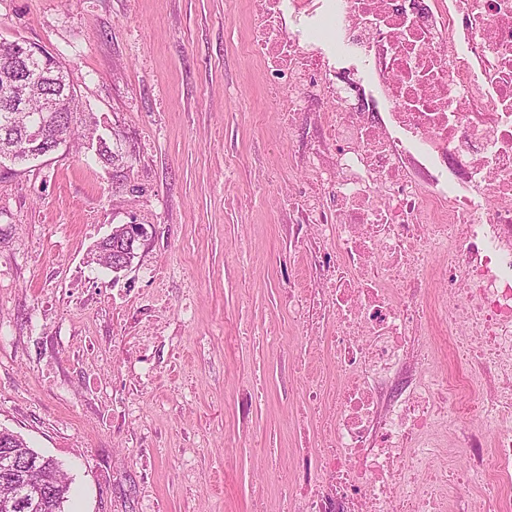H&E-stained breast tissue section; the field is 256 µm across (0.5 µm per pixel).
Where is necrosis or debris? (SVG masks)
<instances>
[{"label":"necrosis or debris","instance_id":"obj_1","mask_svg":"<svg viewBox=\"0 0 512 512\" xmlns=\"http://www.w3.org/2000/svg\"><path fill=\"white\" fill-rule=\"evenodd\" d=\"M259 3L269 106L316 131L294 149L309 177L288 227L310 281L282 303L336 375L331 413L323 381H303L318 434L299 435L286 512H441L474 487L470 512H512V0ZM315 30L354 48L374 93ZM312 97L329 110L307 111ZM437 323L464 376L423 373ZM454 425L469 463L451 471L434 434Z\"/></svg>","mask_w":512,"mask_h":512}]
</instances>
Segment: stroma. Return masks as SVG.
I'll return each instance as SVG.
<instances>
[{
  "label": "stroma",
  "mask_w": 512,
  "mask_h": 512,
  "mask_svg": "<svg viewBox=\"0 0 512 512\" xmlns=\"http://www.w3.org/2000/svg\"><path fill=\"white\" fill-rule=\"evenodd\" d=\"M252 19L249 0H0V38L56 56L125 154L119 174L91 150L0 163V427L61 462L68 512H253L258 490L279 512L263 450L294 469L271 369L308 345L279 307L307 272L288 245L305 171ZM119 224L145 236L116 275L95 251Z\"/></svg>",
  "instance_id": "35a3bbf8"
}]
</instances>
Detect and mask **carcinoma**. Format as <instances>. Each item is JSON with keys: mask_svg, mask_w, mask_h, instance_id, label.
Wrapping results in <instances>:
<instances>
[{"mask_svg": "<svg viewBox=\"0 0 512 512\" xmlns=\"http://www.w3.org/2000/svg\"><path fill=\"white\" fill-rule=\"evenodd\" d=\"M27 76L36 86V93L28 96L27 109L24 112L0 111V160L8 159L13 163H26L31 157L26 153L28 131L43 113L50 101L68 97L75 92L67 81L63 67L49 66L40 57L27 61ZM69 112L61 130L66 143L80 141L82 145L98 144L96 147L100 161L114 168L121 167L123 156L119 149H112L107 140L97 133V128L83 122L78 112L79 102L71 99ZM137 255L136 244L129 238L125 225H117L112 234L99 245L96 261L106 268L117 271L124 265L132 264ZM0 448L10 450L8 459H0V466L15 463L22 468L27 462H35L31 468L32 482L22 490L23 503L16 512H65L64 504L70 492V483L63 469L48 456L30 447L20 435L0 428Z\"/></svg>", "mask_w": 512, "mask_h": 512, "instance_id": "cac0c4a2", "label": "carcinoma"}]
</instances>
